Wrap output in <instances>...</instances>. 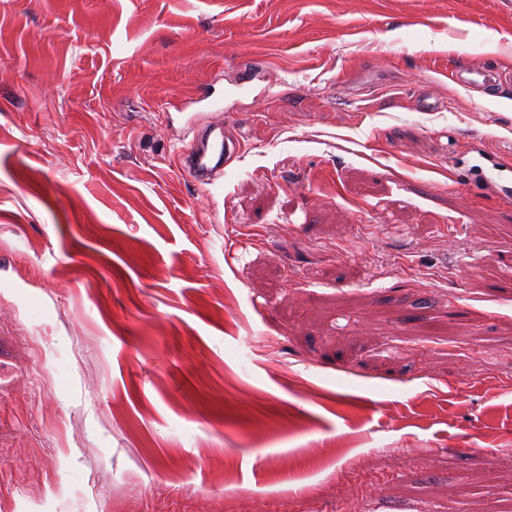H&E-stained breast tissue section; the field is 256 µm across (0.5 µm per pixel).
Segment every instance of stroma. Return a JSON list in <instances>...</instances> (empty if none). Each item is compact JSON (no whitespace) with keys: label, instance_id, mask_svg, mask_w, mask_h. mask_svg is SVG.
<instances>
[{"label":"stroma","instance_id":"stroma-1","mask_svg":"<svg viewBox=\"0 0 512 512\" xmlns=\"http://www.w3.org/2000/svg\"><path fill=\"white\" fill-rule=\"evenodd\" d=\"M496 162L512 0H0V512H512ZM451 76L457 84L464 87L483 88L491 91L500 85L498 70L485 64L461 62L453 68ZM203 142L192 139L190 145L178 157L179 167L194 183L205 186L224 174V166L236 152V143L224 123L208 125Z\"/></svg>","mask_w":512,"mask_h":512}]
</instances>
